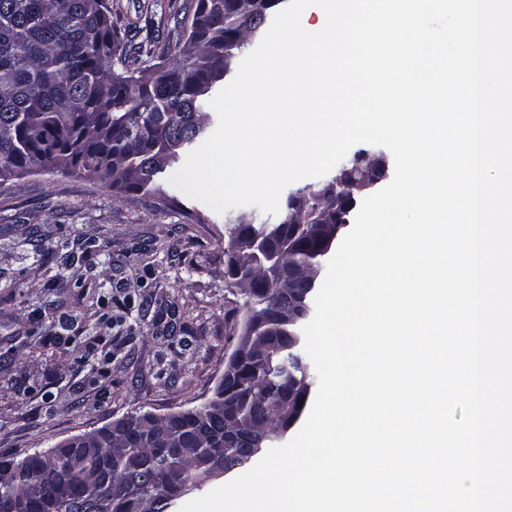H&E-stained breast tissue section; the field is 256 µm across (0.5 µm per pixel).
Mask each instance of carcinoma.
Masks as SVG:
<instances>
[{
    "label": "carcinoma",
    "mask_w": 512,
    "mask_h": 512,
    "mask_svg": "<svg viewBox=\"0 0 512 512\" xmlns=\"http://www.w3.org/2000/svg\"><path fill=\"white\" fill-rule=\"evenodd\" d=\"M288 0H197L186 41L145 69H115L121 37L109 0H0V184L60 166L53 147L84 175L133 197L161 193L162 174L210 134L209 100L231 79L271 16ZM389 170L374 154L335 171L330 183L287 198L270 248L284 265L310 268L313 250L349 224L359 197ZM252 214L232 218L225 274L252 271ZM315 291L258 280L240 305L233 354L245 383L227 406L187 409L151 427L137 416L111 425L101 442L69 452L65 469L41 453L0 459V498L13 512H171L224 467L250 459L285 436L311 391L309 365H288L303 343L293 304ZM254 433L244 448L235 432Z\"/></svg>",
    "instance_id": "obj_1"
}]
</instances>
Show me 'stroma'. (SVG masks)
Returning <instances> with one entry per match:
<instances>
[{
	"label": "stroma",
	"mask_w": 512,
	"mask_h": 512,
	"mask_svg": "<svg viewBox=\"0 0 512 512\" xmlns=\"http://www.w3.org/2000/svg\"><path fill=\"white\" fill-rule=\"evenodd\" d=\"M111 2L144 68L185 41L197 0ZM229 219L172 185L133 199L58 171L0 185V457L213 396L242 302Z\"/></svg>",
	"instance_id": "1"
}]
</instances>
